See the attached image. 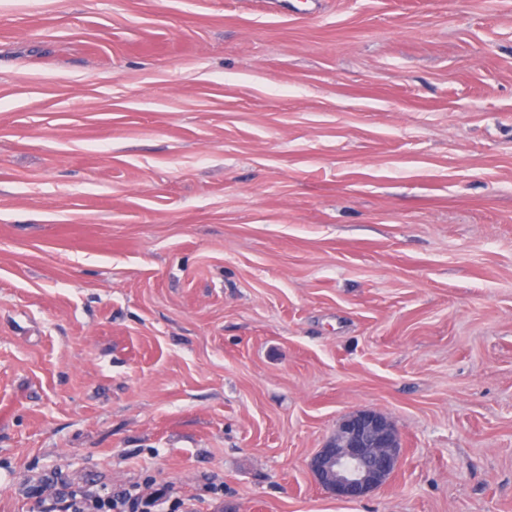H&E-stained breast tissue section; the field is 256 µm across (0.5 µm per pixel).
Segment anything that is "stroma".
<instances>
[{"label":"stroma","instance_id":"stroma-1","mask_svg":"<svg viewBox=\"0 0 512 512\" xmlns=\"http://www.w3.org/2000/svg\"><path fill=\"white\" fill-rule=\"evenodd\" d=\"M52 480L512 512V0H0V512ZM402 439L382 413L362 409L345 417L312 459L318 485L344 501L365 497L394 475Z\"/></svg>","mask_w":512,"mask_h":512}]
</instances>
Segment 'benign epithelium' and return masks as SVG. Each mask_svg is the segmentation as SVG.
Wrapping results in <instances>:
<instances>
[{
	"mask_svg": "<svg viewBox=\"0 0 512 512\" xmlns=\"http://www.w3.org/2000/svg\"><path fill=\"white\" fill-rule=\"evenodd\" d=\"M402 439L382 413L362 409L345 417L312 459L318 485L344 501L365 497L394 475Z\"/></svg>",
	"mask_w": 512,
	"mask_h": 512,
	"instance_id": "1",
	"label": "benign epithelium"
}]
</instances>
